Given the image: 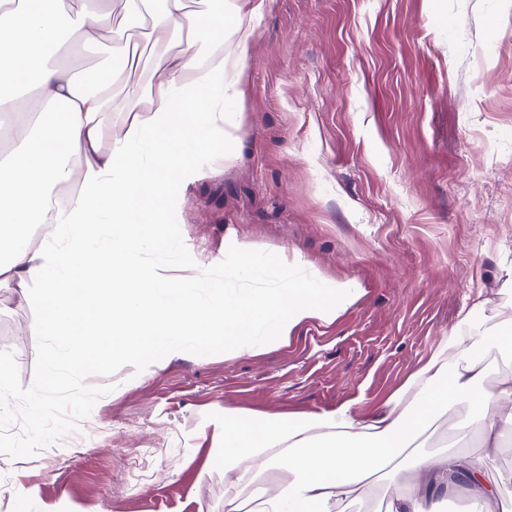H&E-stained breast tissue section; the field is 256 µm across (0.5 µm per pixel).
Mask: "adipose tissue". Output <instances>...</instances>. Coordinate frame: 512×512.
<instances>
[{"instance_id": "obj_1", "label": "adipose tissue", "mask_w": 512, "mask_h": 512, "mask_svg": "<svg viewBox=\"0 0 512 512\" xmlns=\"http://www.w3.org/2000/svg\"><path fill=\"white\" fill-rule=\"evenodd\" d=\"M149 29L159 77L145 92H123L133 53L104 68L74 73L69 64L39 60L60 33L96 43L111 20L108 7L65 13L61 0L0 10V110L14 113L18 149L0 158V281L38 291L43 316L34 331L72 346L76 367L101 358H149L183 336L207 350L211 337L229 351L287 343L308 320L333 322L364 293L354 281L324 287L303 279L286 288L227 295L214 284L210 300L196 292L194 263L183 275L141 267L139 251L185 255L176 215L184 184L200 173L203 145L229 137L225 107L239 99L253 35L243 11L267 0H239L229 12L190 11L186 0H126ZM236 31V51L201 61L199 41ZM124 115L120 132L112 115ZM45 233L33 247L23 228ZM464 317L426 362L372 413L351 404L336 411L256 417L225 410L224 472L250 490L251 512H338L365 493L375 476L396 489L386 512H442L457 484L468 483L491 512L493 496L478 458L452 448L414 449L432 418L463 409L484 445H499L512 425V377L485 388L487 366Z\"/></svg>"}]
</instances>
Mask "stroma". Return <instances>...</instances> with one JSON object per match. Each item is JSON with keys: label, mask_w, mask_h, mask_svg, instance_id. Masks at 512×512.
Segmentation results:
<instances>
[{"label": "stroma", "mask_w": 512, "mask_h": 512, "mask_svg": "<svg viewBox=\"0 0 512 512\" xmlns=\"http://www.w3.org/2000/svg\"><path fill=\"white\" fill-rule=\"evenodd\" d=\"M247 47L231 161L190 183L189 257L224 280L236 244L288 282L294 255L365 293L287 345L235 356L180 344L149 362L61 364L39 420L27 392L57 344L32 333L33 288L0 285V512H225V410H375L466 314L512 328V0H270ZM147 36L123 9L82 68ZM462 413L434 424L482 460L512 512V432L485 448Z\"/></svg>", "instance_id": "obj_1"}]
</instances>
